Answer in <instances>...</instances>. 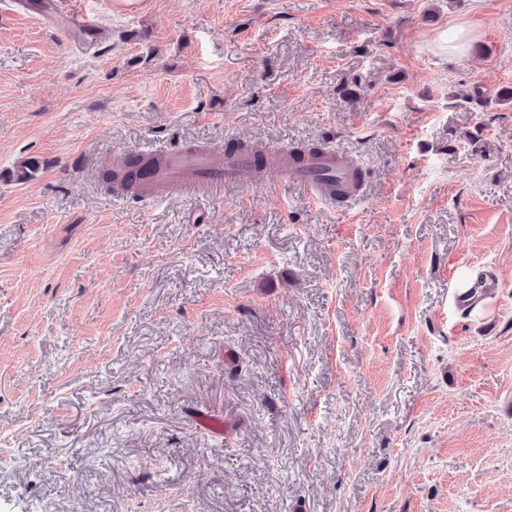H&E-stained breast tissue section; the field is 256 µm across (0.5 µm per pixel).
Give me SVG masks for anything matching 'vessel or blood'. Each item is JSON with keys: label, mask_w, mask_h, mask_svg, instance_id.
<instances>
[{"label": "vessel or blood", "mask_w": 512, "mask_h": 512, "mask_svg": "<svg viewBox=\"0 0 512 512\" xmlns=\"http://www.w3.org/2000/svg\"><path fill=\"white\" fill-rule=\"evenodd\" d=\"M60 0H41L39 12L43 19L58 28L75 31L96 38L102 31V16L96 9L63 12ZM255 149L245 145L227 156L203 144L164 147L152 151L153 165L132 169L133 180L143 191L144 198L176 194L186 200L222 194L225 188L253 186L258 174L255 170ZM280 175L300 185L308 203H333V186L323 184L322 176L329 175L344 185L347 203L358 202L363 196V184L353 177L347 157L328 148L306 152L302 163H295L289 150L277 152Z\"/></svg>", "instance_id": "obj_1"}]
</instances>
